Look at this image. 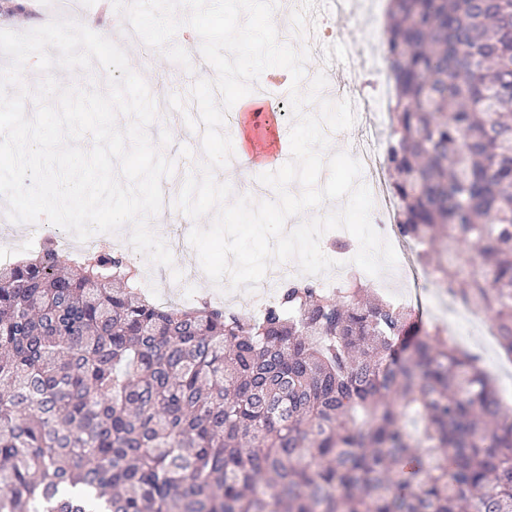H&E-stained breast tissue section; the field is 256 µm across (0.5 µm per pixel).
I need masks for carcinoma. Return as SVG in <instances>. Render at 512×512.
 Wrapping results in <instances>:
<instances>
[{"label":"carcinoma","mask_w":512,"mask_h":512,"mask_svg":"<svg viewBox=\"0 0 512 512\" xmlns=\"http://www.w3.org/2000/svg\"><path fill=\"white\" fill-rule=\"evenodd\" d=\"M399 233L512 357V0H390ZM102 249L0 265V512H512V412L410 309L288 280L161 307Z\"/></svg>","instance_id":"1"}]
</instances>
